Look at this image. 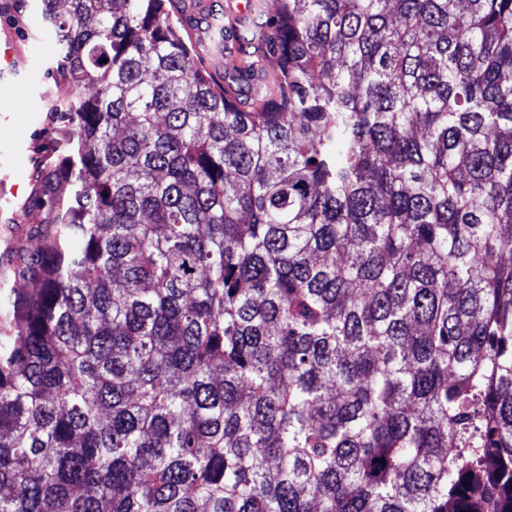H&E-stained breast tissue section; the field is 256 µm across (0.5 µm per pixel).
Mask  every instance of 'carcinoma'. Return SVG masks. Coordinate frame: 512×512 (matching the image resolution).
I'll return each instance as SVG.
<instances>
[{
	"mask_svg": "<svg viewBox=\"0 0 512 512\" xmlns=\"http://www.w3.org/2000/svg\"><path fill=\"white\" fill-rule=\"evenodd\" d=\"M41 2L0 512H512V0ZM186 1L190 0H170L178 34L187 41V34L189 31L188 35H190L197 48L198 58L204 60L212 71H223L224 49L214 50L212 48L209 28L207 27L212 16V2L205 0H196L195 2H192V7L189 12L192 18V22L190 24L187 22L189 16L185 12V8L183 6V3ZM189 24L190 27H188Z\"/></svg>",
	"mask_w": 512,
	"mask_h": 512,
	"instance_id": "1",
	"label": "carcinoma"
}]
</instances>
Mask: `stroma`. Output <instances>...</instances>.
Instances as JSON below:
<instances>
[{"label": "stroma", "mask_w": 512, "mask_h": 512, "mask_svg": "<svg viewBox=\"0 0 512 512\" xmlns=\"http://www.w3.org/2000/svg\"><path fill=\"white\" fill-rule=\"evenodd\" d=\"M11 33L19 52L16 72L0 75V212L12 218L11 234L26 235L35 220L31 200L45 170L62 164L73 134L72 126L57 118L56 110L90 87L75 86L50 64L55 53L51 29L40 21V0H0V34ZM34 283L15 278L10 253L0 250V339L13 336L8 296L32 292Z\"/></svg>", "instance_id": "1"}]
</instances>
